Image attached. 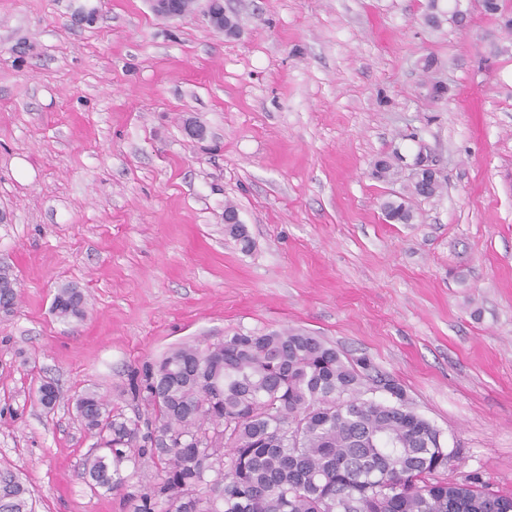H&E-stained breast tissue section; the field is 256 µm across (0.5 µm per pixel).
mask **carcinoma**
Masks as SVG:
<instances>
[{
  "label": "carcinoma",
  "mask_w": 512,
  "mask_h": 512,
  "mask_svg": "<svg viewBox=\"0 0 512 512\" xmlns=\"http://www.w3.org/2000/svg\"><path fill=\"white\" fill-rule=\"evenodd\" d=\"M423 21L439 29L448 15L428 0ZM374 168L382 181L399 179L389 158ZM441 191L413 180L381 211L410 224L408 199ZM17 296L3 265L0 305L13 308ZM52 310L65 323L82 319V293L60 289ZM390 380L293 328L185 344L131 377L132 400L153 417L144 433L140 417L95 393L77 396L96 438L78 476L94 490L123 492L126 512H512V495L478 477L445 478L451 456L440 431L400 385L385 391ZM148 458L157 472L129 484ZM0 512H34L31 490L8 468H0Z\"/></svg>",
  "instance_id": "carcinoma-1"
}]
</instances>
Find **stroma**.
<instances>
[{"label": "stroma", "instance_id": "1", "mask_svg": "<svg viewBox=\"0 0 512 512\" xmlns=\"http://www.w3.org/2000/svg\"><path fill=\"white\" fill-rule=\"evenodd\" d=\"M464 26L427 0H0V466L35 512H125L77 477L74 399L135 416L131 372L184 343L294 327L367 357L441 432L448 477L512 494V0ZM96 8L94 23L76 20ZM437 64L423 73L421 60ZM444 83L426 96L424 78ZM204 130L191 136L188 125ZM443 186L410 224L379 158ZM233 204L252 247L224 222ZM77 286L83 319L52 311ZM52 382L53 409L36 399ZM207 18L210 26L224 32L227 35H232L238 31V22L234 15L227 14L224 17V8L222 10V1L220 0H207ZM16 279L8 266L0 267V305L12 309L17 301Z\"/></svg>", "mask_w": 512, "mask_h": 512}]
</instances>
